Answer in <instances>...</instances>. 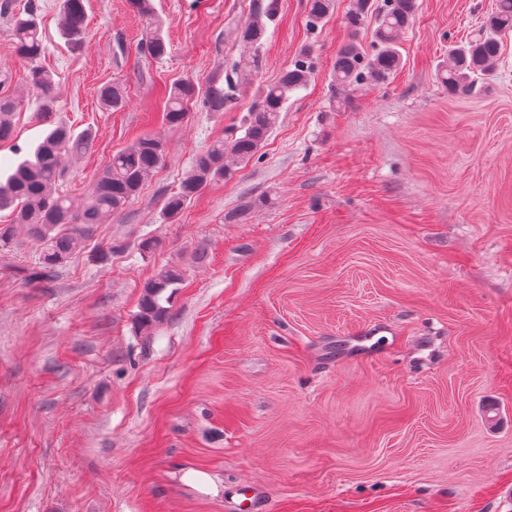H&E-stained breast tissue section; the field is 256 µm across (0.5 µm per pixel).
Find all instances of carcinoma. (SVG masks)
Segmentation results:
<instances>
[{
	"label": "carcinoma",
	"instance_id": "carcinoma-1",
	"mask_svg": "<svg viewBox=\"0 0 512 512\" xmlns=\"http://www.w3.org/2000/svg\"><path fill=\"white\" fill-rule=\"evenodd\" d=\"M132 8L151 19L139 53L161 59L167 53L160 26L152 20V0H129ZM335 0H307V18L311 27L323 25L333 14ZM39 0H27L24 12L13 17L12 36L16 52L28 60L27 89L36 94L37 115L49 124L43 139L29 149L15 143L14 116L22 99L0 96V143L12 142L18 161L13 170L0 179V212L8 210L12 219L0 224V247L13 244L17 232L23 231L38 247L37 264L45 273H54L85 251L94 228L112 214L123 210L140 193L145 180L165 161L167 144L159 135L137 138L112 160L96 178L89 194L76 201L59 190L65 160L88 150L94 134L86 129L79 134L65 123L52 120L56 111L57 86L54 74L39 65L43 52L40 31ZM278 9V0H250L249 19L239 31L245 53L226 69L214 71L201 87L193 79L175 84L167 99L166 120L171 125L182 123L190 107L206 112H222L236 103L239 80L258 73L259 49ZM416 0H384L377 11V27L373 32V53L361 51L351 42L336 52L333 64L334 85L350 87L367 81L387 84L401 64L398 43L412 22ZM372 0H354L348 24L359 30L369 12ZM512 33V0H497L495 11L488 17L483 34L448 48V64L441 70V81L450 93H466L483 78L491 75L502 50V37ZM61 37L72 50L83 47L87 38L84 0H62ZM313 75L312 58L305 53L281 72L272 83L258 86L257 99L241 119L239 133L218 139L196 156L191 173L177 190L162 202L160 218L172 221L180 215L210 183L229 179L261 151L272 134L289 94L304 89ZM101 104L116 109L124 102L117 83L99 91ZM183 282L180 268H161L142 286L134 332L148 335L169 314L164 296L169 288Z\"/></svg>",
	"mask_w": 512,
	"mask_h": 512
}]
</instances>
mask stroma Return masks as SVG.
Wrapping results in <instances>:
<instances>
[{
  "instance_id": "1",
  "label": "stroma",
  "mask_w": 512,
  "mask_h": 512,
  "mask_svg": "<svg viewBox=\"0 0 512 512\" xmlns=\"http://www.w3.org/2000/svg\"><path fill=\"white\" fill-rule=\"evenodd\" d=\"M39 2L56 116L95 135L64 193L85 196L138 137L168 154L56 273L32 276L24 240L0 249V512H236L248 486L264 512H512V35L471 93L440 80L496 0H416L390 83L345 90L337 49H371L346 25L352 0L315 30L306 0H279L257 82L306 52L316 74L257 156L170 223L163 194L238 127L257 82L240 111L177 126L168 90L239 58L249 0H152L160 60L140 55L129 0H87L78 53L60 0ZM27 68L0 17V92ZM113 82L125 100L107 110ZM147 236L162 246L143 257ZM166 265L184 281L136 335ZM183 282V272L180 268L169 266L161 268L154 276L142 286L139 299V311L134 320V332L139 335H149L154 327L163 321L169 314L168 303L174 288H179ZM168 288H172L170 294H163Z\"/></svg>"
}]
</instances>
